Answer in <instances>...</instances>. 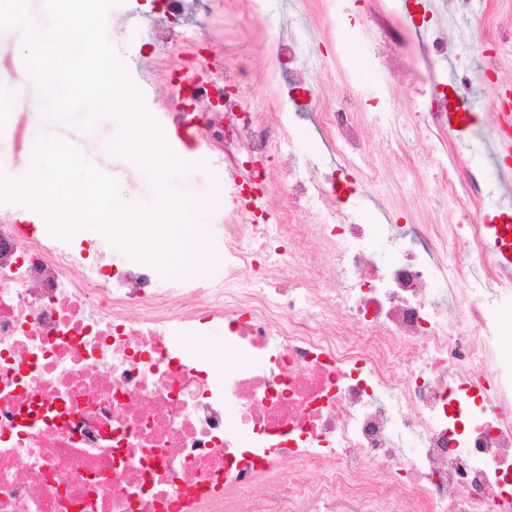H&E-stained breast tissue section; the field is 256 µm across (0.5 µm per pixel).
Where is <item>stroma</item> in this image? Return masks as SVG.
Listing matches in <instances>:
<instances>
[{"instance_id": "1", "label": "stroma", "mask_w": 512, "mask_h": 512, "mask_svg": "<svg viewBox=\"0 0 512 512\" xmlns=\"http://www.w3.org/2000/svg\"><path fill=\"white\" fill-rule=\"evenodd\" d=\"M156 0H122L108 16V36L128 75L139 90L147 113L155 121H172L176 101L171 96L173 73L188 66L181 50L184 39L200 47L198 63L210 64L217 74L231 73L239 91L281 141L290 142L300 158L323 172L339 159L323 134L312 124L288 125L284 110L287 71L281 70L274 51L295 36H303L302 60H322L309 69L308 83L321 100L360 113L365 133V156L356 160L352 176L361 182L373 174L383 176L385 195L364 188L350 198L351 206L371 224H417L425 210L445 205L448 197L430 191L434 156H462L470 168L482 171L480 207L496 212L502 200L498 171L480 154L478 143L463 144L445 128L419 127L415 114L421 103L412 83L428 74V51L415 37V26L405 0H296L285 9L282 0H263L261 15L252 12L251 0H182L179 8L159 11ZM454 17L453 38L459 57L452 66L456 77L482 74L494 45L484 39V23L496 19L512 26V9L500 0H446ZM397 30L405 40L399 66L386 70L375 60L381 51L385 29ZM24 53L15 30L0 31V77H6L16 94L35 96L37 89L21 62ZM398 115L396 128L385 124L386 113ZM33 113L11 112L0 128V172L16 173L30 162ZM47 133L58 136L108 175L116 178L120 192L132 202L149 204L154 199L148 177L130 159L109 156L108 139L120 130L116 119L102 120L94 132L73 125L47 121ZM206 162L185 168L175 188L196 199L208 200L197 210L194 223L206 225L194 244L196 255L211 259L216 253L215 225L224 221V206L212 203L224 179L216 164L223 150L216 147L213 132L203 128Z\"/></svg>"}]
</instances>
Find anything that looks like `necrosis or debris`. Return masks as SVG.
I'll use <instances>...</instances> for the list:
<instances>
[{
	"label": "necrosis or debris",
	"mask_w": 512,
	"mask_h": 512,
	"mask_svg": "<svg viewBox=\"0 0 512 512\" xmlns=\"http://www.w3.org/2000/svg\"><path fill=\"white\" fill-rule=\"evenodd\" d=\"M304 86L296 72L289 124L315 115L337 150L362 155L358 114L311 110ZM432 98L433 124L458 112L469 134L462 93ZM214 126L233 219L205 277L106 273L55 236L0 224V512H235L228 494L245 488L251 512H512V415L496 407L512 337L459 292L487 253L476 176L438 161L451 212L392 230L383 254L335 173L284 150L244 99L226 96ZM271 180L288 186L272 224ZM308 206L314 223H298ZM436 276L448 302L432 299ZM203 316L248 364L189 351Z\"/></svg>",
	"instance_id": "necrosis-or-debris-1"
}]
</instances>
